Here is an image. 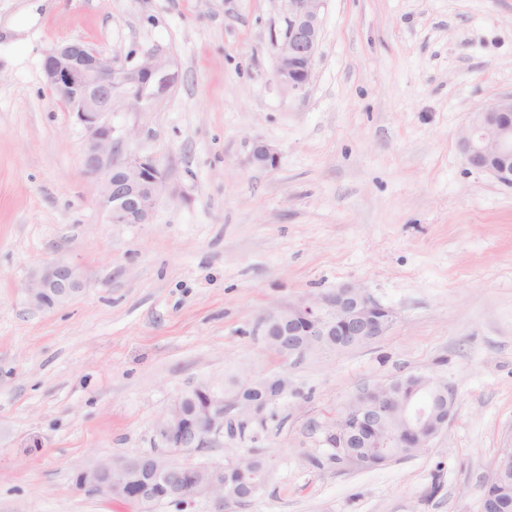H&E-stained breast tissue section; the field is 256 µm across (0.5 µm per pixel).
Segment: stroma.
Returning a JSON list of instances; mask_svg holds the SVG:
<instances>
[{
	"label": "stroma",
	"instance_id": "obj_1",
	"mask_svg": "<svg viewBox=\"0 0 512 512\" xmlns=\"http://www.w3.org/2000/svg\"><path fill=\"white\" fill-rule=\"evenodd\" d=\"M286 15L284 0H0V512H214L129 509L75 476L149 451L196 384L229 397L272 374L288 390L255 440L177 456L270 457L263 493L224 512H479L512 448V187L469 167L460 137L512 95V0H325L299 92L274 79ZM72 40L170 61L160 99L112 115L122 156L168 164L175 195L151 223H109L89 133L44 81V56ZM257 141L276 168L248 164ZM53 258L86 286L39 310L25 287ZM348 284L395 312L383 336L286 361L266 346L261 317ZM411 373L457 389L431 447L330 463L347 400Z\"/></svg>",
	"mask_w": 512,
	"mask_h": 512
}]
</instances>
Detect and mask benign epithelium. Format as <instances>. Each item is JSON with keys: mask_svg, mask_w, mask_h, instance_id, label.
<instances>
[{"mask_svg": "<svg viewBox=\"0 0 512 512\" xmlns=\"http://www.w3.org/2000/svg\"><path fill=\"white\" fill-rule=\"evenodd\" d=\"M286 28L276 42L278 84L290 92L302 90L311 80L321 35L324 0H287ZM45 83L75 114L89 132L83 152L85 173L100 181L101 206L112 224H148L160 196L169 190L167 173L152 155L123 157L112 127V113L140 110L161 96L171 85L169 59L161 51L148 52L127 66L106 57L83 41L57 46L42 62ZM460 147L473 169L490 173L504 185L512 184V96L485 104L476 110L471 126L463 133ZM248 161L259 168H274L278 154L268 144L254 143ZM85 287L81 270L55 259L29 277L26 293L30 305L52 309L70 300ZM394 311L359 285H346L297 306L264 317V342L288 356L313 350L354 347L385 334L393 324ZM288 390L282 374L260 379L258 391L275 402ZM198 400L188 407L178 395L153 427L155 448L146 453L149 469L139 475L140 487L132 491L121 475L126 467H107L99 461L77 476V485L92 496L117 497L138 505L150 495L152 477L170 475L171 456L202 450L224 440L228 421L252 422L264 408L250 406L237 394L224 400V393L200 383L194 387ZM457 402V390L446 381L427 374H413L388 383L360 389L343 406L339 423L329 429L338 448H429L447 426ZM231 409L237 414L228 415ZM207 485L197 484L174 493L184 505L207 498L222 512L224 497L212 487L224 482V466H208Z\"/></svg>", "mask_w": 512, "mask_h": 512, "instance_id": "obj_1", "label": "benign epithelium"}]
</instances>
